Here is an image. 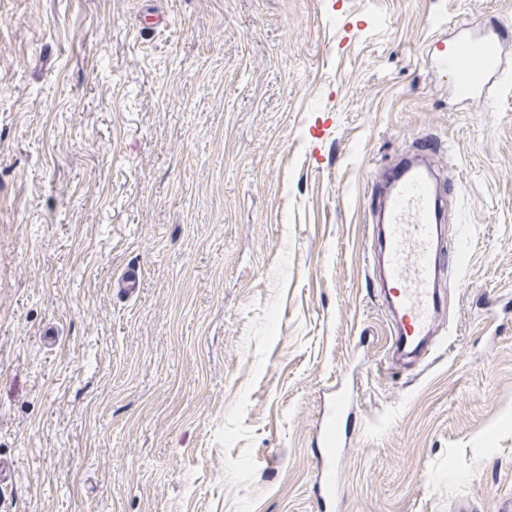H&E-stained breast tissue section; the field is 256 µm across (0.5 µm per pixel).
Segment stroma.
I'll use <instances>...</instances> for the list:
<instances>
[{"label": "stroma", "instance_id": "obj_1", "mask_svg": "<svg viewBox=\"0 0 512 512\" xmlns=\"http://www.w3.org/2000/svg\"><path fill=\"white\" fill-rule=\"evenodd\" d=\"M512 0H0V512L512 501ZM448 187L437 342L393 361L371 183ZM130 268V295L117 282ZM502 44L499 32L472 36L461 41L460 50L444 59L461 97H485L483 91L500 79L504 71ZM346 411V402L335 395L330 407L323 416L321 441L323 450L320 455V501L322 510L332 511L336 490V456L338 448L346 445L343 435L336 428V420Z\"/></svg>", "mask_w": 512, "mask_h": 512}]
</instances>
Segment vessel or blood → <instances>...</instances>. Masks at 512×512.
<instances>
[{"mask_svg": "<svg viewBox=\"0 0 512 512\" xmlns=\"http://www.w3.org/2000/svg\"><path fill=\"white\" fill-rule=\"evenodd\" d=\"M500 35L480 34L463 40L447 58L453 84L461 97L484 91L504 70ZM446 184L427 165L410 162L388 175L375 195L382 217L384 292L400 315L394 337L402 352H413L432 329L442 303L438 289L441 266L458 263V251L440 246L439 202ZM346 402L334 396L323 416L320 455V501L331 512L336 490V456L345 440L336 427Z\"/></svg>", "mask_w": 512, "mask_h": 512, "instance_id": "1", "label": "vessel or blood"}]
</instances>
